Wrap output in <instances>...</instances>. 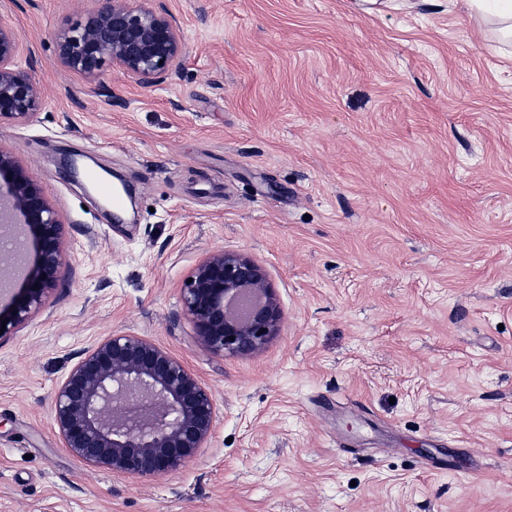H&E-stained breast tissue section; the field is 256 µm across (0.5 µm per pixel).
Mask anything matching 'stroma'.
<instances>
[{
    "instance_id": "1",
    "label": "stroma",
    "mask_w": 512,
    "mask_h": 512,
    "mask_svg": "<svg viewBox=\"0 0 512 512\" xmlns=\"http://www.w3.org/2000/svg\"><path fill=\"white\" fill-rule=\"evenodd\" d=\"M94 6L0 0L43 90L0 149L69 253L0 338V512H512L505 46L448 0H153L185 51L147 86L56 61ZM73 151L126 176L134 221L69 179ZM217 249L261 261L280 298L248 357L201 346L182 308ZM113 334L214 396L211 439L176 470L113 474L62 445L55 390Z\"/></svg>"
}]
</instances>
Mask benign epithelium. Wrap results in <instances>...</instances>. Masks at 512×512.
I'll list each match as a JSON object with an SVG mask.
<instances>
[{
  "label": "benign epithelium",
  "instance_id": "7a95c632",
  "mask_svg": "<svg viewBox=\"0 0 512 512\" xmlns=\"http://www.w3.org/2000/svg\"><path fill=\"white\" fill-rule=\"evenodd\" d=\"M150 0H97L85 20L55 37L57 59L90 79L107 63L140 82L184 52L173 21L154 11ZM41 86L22 65L14 33L0 23V122L29 121L42 100ZM0 172L9 175L10 208L36 230V257L26 266L23 241L0 217V236L13 249L0 256L19 268L21 281L5 308L0 327L7 336L44 305L63 277L67 254L62 222L47 192L8 152L0 150ZM183 282L185 315L198 343L218 355L249 356L278 335L282 309L265 266L245 252L217 250ZM243 290L259 302L244 318L230 314L226 301ZM52 418L63 447L87 465L114 474L152 476L196 457L215 423V400L193 373L155 343L127 334L95 344L58 385Z\"/></svg>",
  "mask_w": 512,
  "mask_h": 512
}]
</instances>
